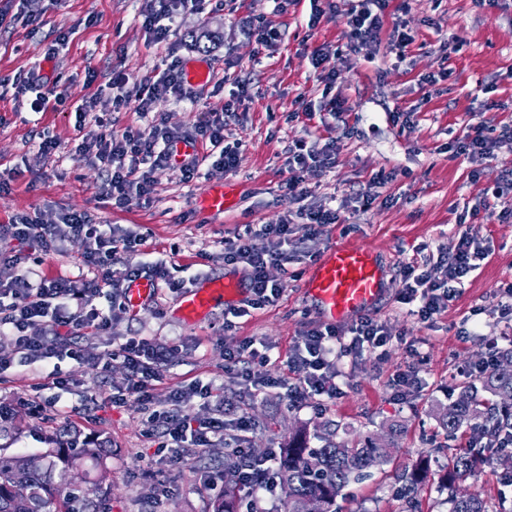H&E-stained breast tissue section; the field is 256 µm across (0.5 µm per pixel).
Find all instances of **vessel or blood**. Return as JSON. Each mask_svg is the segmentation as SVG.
<instances>
[{
  "instance_id": "1",
  "label": "vessel or blood",
  "mask_w": 512,
  "mask_h": 512,
  "mask_svg": "<svg viewBox=\"0 0 512 512\" xmlns=\"http://www.w3.org/2000/svg\"><path fill=\"white\" fill-rule=\"evenodd\" d=\"M236 195L231 185L210 190L205 206L221 212L233 208ZM383 271L375 253L367 248L342 243L332 247L315 265L305 281L304 292L314 303L324 324L336 325L370 309L383 291ZM157 288L138 279L126 290L129 307L148 303ZM247 291L224 279H205L183 293L176 308L179 318L191 321L204 317L218 304L243 301Z\"/></svg>"
}]
</instances>
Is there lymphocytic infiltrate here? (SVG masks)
I'll return each instance as SVG.
<instances>
[{
	"mask_svg": "<svg viewBox=\"0 0 512 512\" xmlns=\"http://www.w3.org/2000/svg\"><path fill=\"white\" fill-rule=\"evenodd\" d=\"M212 0H154V6L143 13L141 26L150 42L161 44L175 34L178 16L187 10L204 12ZM389 0H347L344 10L345 48L359 52L368 46L384 43L397 62L407 58L413 42L404 23H394L391 32H384V12ZM329 46L316 48L310 63L323 85L318 106H311L305 97L297 103L305 115L319 110L332 117L346 112L347 99L336 90L337 75L329 66ZM184 61L172 56L165 69L148 80L134 109L150 116L144 128L121 133L97 129L82 135L81 156L97 164L102 176V191L113 205L127 202L130 195L150 196L153 192L151 171L172 161H180L186 174H194L201 156L195 151L204 145L211 168L220 173L236 172L239 165L238 145L226 143L224 115L203 113L194 127L175 130L167 126L159 107L168 100L188 99ZM454 156L482 165L494 160L502 151L512 152V132L493 134L484 125H468L465 134L448 146ZM339 148L335 142L322 146L298 140L288 147L289 195L299 203L294 218L280 224H258L244 234L224 238V262L243 268L251 307L259 309L279 299L283 284L267 277L268 265L288 264L294 247L303 240L316 237L322 227L341 221L338 209L325 202L312 201L311 192L303 185L307 169L335 168ZM84 237L88 249L83 263L94 270L92 279L52 278L29 267L34 253H59L66 238ZM143 242L141 235L118 224H97L88 213L63 214L60 223L43 224L28 215L16 217L13 223L0 225V258L19 266L20 272L9 280H0V333L7 335L17 354L29 363L46 362L59 357L82 359L72 336L81 331L96 334L112 326L111 315L97 308L95 301L104 288H114L138 278L166 282L169 290L183 289L184 284L172 280L165 261L151 264L134 261L133 255ZM483 252L468 234H461L452 255H439L436 262L407 263L404 267L405 289L400 303H418L417 314L428 320L444 315L457 287L477 268ZM389 336L383 323L364 314L343 331L336 326H319L305 331L288 351V369L300 379L299 387L290 393L291 401L314 392L329 399L339 398L343 390L338 382L339 362L366 350L387 345ZM177 344H159L141 337H126L118 348L105 350L103 360H121L128 370L127 394L136 396L149 413L152 435L161 447L175 451L192 448L205 452L214 439H222L225 447L244 453L240 470V490L246 502L266 503L275 497L277 488L276 456L268 454L257 460L246 456V444L253 431L250 419L243 412L230 418H200L182 413L183 393L173 391L164 400L152 394L160 381L161 367Z\"/></svg>",
	"mask_w": 512,
	"mask_h": 512,
	"instance_id": "1",
	"label": "lymphocytic infiltrate"
}]
</instances>
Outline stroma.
I'll use <instances>...</instances> for the list:
<instances>
[{
	"instance_id": "1",
	"label": "stroma",
	"mask_w": 512,
	"mask_h": 512,
	"mask_svg": "<svg viewBox=\"0 0 512 512\" xmlns=\"http://www.w3.org/2000/svg\"><path fill=\"white\" fill-rule=\"evenodd\" d=\"M151 0H0V225L16 216H38L56 224L68 211L89 213L99 224H119L145 238L142 252L148 260H166L176 280L229 277L244 280L242 268L225 265L219 244L222 237L244 232L249 224H279L298 208L285 188L288 179L286 150L294 141H336L340 155L335 169H309L304 179L314 197L344 200L350 192L366 188L373 174L390 179L375 187V200L367 207L345 208L344 223L329 224L305 245L307 255L287 267L270 266L269 279L284 283L275 303L246 308L238 316L216 305L206 319L195 324L175 314L177 294L159 289L149 303L114 320L109 334L84 335L86 356L48 366L13 362L0 372V402L23 398L41 404L39 417L21 416L0 425V446L23 454L45 450L46 436L71 425L82 435L100 434L112 450L111 512H208L224 486L223 441L203 454L179 459L158 452L148 431V413L135 397L115 404L113 392L127 384L121 362L94 366L113 337L143 336L159 342L177 340L181 347L164 368L155 395L165 399L173 389L211 384L254 420L251 453L280 447L295 429L321 423L348 437L369 436L390 441V461L362 483L346 487L336 500L339 512H400L395 497L396 475L420 460L430 472L419 499L422 512H448L440 476L448 463L444 431L434 411L455 400L463 379L456 367L486 363L494 350L512 345V320L501 315L498 288L512 282V215L500 208L479 205L484 187L512 172V153L473 168L452 157L449 142L463 134L469 113L486 125L512 127V0L496 7H475L472 0H392L385 28L403 21L414 42L411 60L395 65L383 51L345 52L330 64L350 106L342 118H308L298 112L295 98L306 94L319 102L323 86L309 58L317 46L343 44L341 13L329 12L315 29H308L309 0L279 5L277 0H223L204 12H183L177 33L168 47L150 44L140 15ZM36 16L39 28L23 26L18 11ZM260 19L279 27L282 40L270 55H260L258 44L245 36L240 22ZM209 29L218 32L215 49L201 53L188 37ZM70 33L67 49L45 60L48 46L59 33ZM185 62H206L208 82L191 90L182 102L163 105L166 124L175 129L192 127L205 112H228L224 134L242 144L236 173L212 171L201 163L194 178L177 167L152 170L154 194L150 200L131 198L117 209L101 198L102 179L97 166L76 153L81 123L72 102L88 100L92 111L84 122H97L116 131L139 127L135 112L145 79L161 72L168 51ZM41 63L47 76L46 91L69 98L59 110L34 113L30 99L16 95L13 78L33 63ZM124 73L122 93L129 103L119 107L110 88L114 73ZM437 75V86L424 78ZM252 83L250 100L230 96L232 80ZM410 113L413 126L393 125V111ZM55 137L54 154L38 149L41 135ZM234 186L238 202L227 212L206 209L204 200L219 184ZM475 239L487 253L462 284L447 315L423 321L399 303L405 286L403 267L423 261L436 251L454 252L461 233ZM352 243L375 251L385 269L384 293L371 309L392 336L384 349L366 352L340 365L344 394L336 400L308 395L290 405L288 392L300 383L288 369V351L301 333L320 325L321 319L304 293L313 257L323 256L339 243ZM83 237H70L63 254L51 253L37 265L49 276L76 278L87 275L82 259ZM232 330H225V320ZM253 338L269 361L253 365L254 377L274 375L280 387L252 399L237 367L224 359L235 340ZM416 364L423 386L410 388L405 403H397L389 381L408 364ZM68 381L67 390L53 385L49 373ZM96 396L86 404L87 396ZM400 422L401 433L388 437V426ZM512 448L498 450L477 478L462 482L497 505L512 499Z\"/></svg>"
}]
</instances>
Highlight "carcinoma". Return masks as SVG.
<instances>
[{"instance_id": "obj_1", "label": "carcinoma", "mask_w": 512, "mask_h": 512, "mask_svg": "<svg viewBox=\"0 0 512 512\" xmlns=\"http://www.w3.org/2000/svg\"><path fill=\"white\" fill-rule=\"evenodd\" d=\"M440 427L450 438L467 428L485 438L512 437V350L500 355L499 363L481 378V386L467 385L459 398L437 409ZM74 432L64 444L39 455L10 453L0 448V512H109L112 471L106 465L109 448H92L79 442ZM488 447L479 442L452 455L443 478L448 492V512H489L477 494H458V483L476 475L488 461ZM279 485L288 486V498L280 512H336V498L344 488L372 476L388 458L371 438L348 441L319 426L303 430L277 449ZM94 462L93 491L88 493L71 481V475ZM426 469L415 468L398 476L402 486L397 496L404 500L402 512H418L416 495ZM235 486L226 485L224 498L212 503V512H238Z\"/></svg>"}]
</instances>
